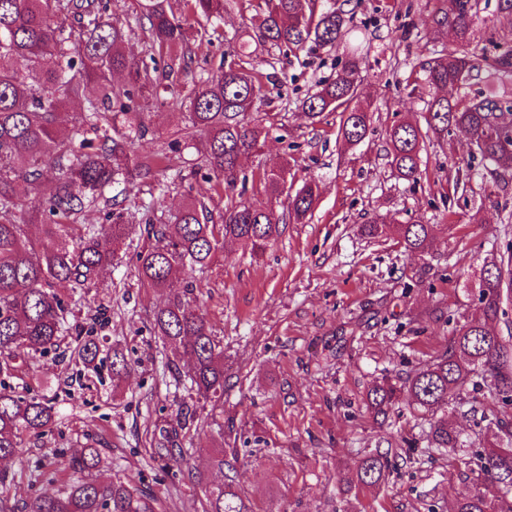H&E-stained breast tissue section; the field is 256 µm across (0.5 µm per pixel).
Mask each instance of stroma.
Wrapping results in <instances>:
<instances>
[{"mask_svg":"<svg viewBox=\"0 0 512 512\" xmlns=\"http://www.w3.org/2000/svg\"><path fill=\"white\" fill-rule=\"evenodd\" d=\"M336 4L351 30L335 46L297 58L257 49L268 76L260 111L269 134L261 151L241 160L234 188L197 174L174 181L166 194V216L196 199L219 217L227 200H264L260 174L283 164L293 188L311 183L318 194L311 216L284 224L262 254L228 242L194 274L226 366L223 402L197 403L195 421L180 438L184 464L153 453L155 428L179 416L187 383L169 371L170 352L153 329L152 313L168 295L137 280L136 254L148 241L135 231L122 258L104 270V288L69 300L73 325L88 322L98 306L108 309L98 333L99 374L75 382V363L50 352L35 355L10 380L20 393L36 385L58 411L51 432L27 437L23 454L0 464L16 497L30 486L42 491V483H30L31 472L92 441L106 459L99 481L120 477L147 487L165 512H204L206 484L223 480L211 466L218 450L234 462L236 482L257 512H448L470 489L459 463L429 448L428 422L407 400L387 428L366 413L363 399L383 374H406L445 352L448 318L474 313L485 258L512 244V168L491 176L477 162L466 177L456 167L468 157L466 141L451 136L426 141L417 183L396 179L385 156L386 131L399 120L424 121L425 96L411 86L423 78L421 63L452 45L447 29L434 24L445 2ZM253 14L251 0H230L223 43L195 45L197 56L212 69L233 61ZM353 51L364 76L356 103L369 107L372 120L365 139L350 146L338 133L339 113L312 121L301 102ZM136 105L151 127L132 149L140 160L165 151L183 118L147 92ZM376 214L431 225L428 253H410L395 238L367 239L362 226ZM116 343L134 367L117 390L108 366ZM403 439L415 442L414 459L399 462L385 485L345 488L344 477L366 454Z\"/></svg>","mask_w":512,"mask_h":512,"instance_id":"1","label":"stroma"}]
</instances>
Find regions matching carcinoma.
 <instances>
[{"mask_svg":"<svg viewBox=\"0 0 512 512\" xmlns=\"http://www.w3.org/2000/svg\"><path fill=\"white\" fill-rule=\"evenodd\" d=\"M228 0H185L189 13L205 21L200 39L218 34L214 24L224 18ZM487 0H446L444 17L455 47L431 59L426 82L438 89L462 88L484 79L487 91L453 100L434 96L426 102L427 129L398 122L387 133V157L392 173L408 182L421 176L424 138L462 134L473 143L471 160L504 161V143L512 142V96L497 92L495 83L512 82V38L496 45L492 55L472 47L474 26L481 20ZM259 13L257 41L260 45L290 52L303 51L313 43L332 46L346 24L342 10L329 5L316 9V0H264ZM106 0H0V378H7L36 353L57 345L72 329L68 301L60 289L88 291L99 287V271L112 264L131 231L129 214L118 195L106 196L110 188L124 193L137 183L157 187L160 169L175 167V155L183 153L198 137L205 148L191 172L207 170L235 186L242 157L258 150L267 135L259 119L263 74L245 67L253 55L248 41L236 51L239 62L229 67L219 63L220 74H195L198 62L189 44L186 19L175 15L169 0H136L133 20L114 21L107 14ZM69 21V26L55 20ZM142 40L150 60L166 57L163 67H149L129 59L123 47L130 39ZM116 73L126 74L122 84L112 82ZM190 78L186 93L175 101L184 114L180 138L168 151L142 160L131 157L134 142L146 138L150 127L143 113L131 107L134 93L150 89L155 97L167 91L173 76ZM362 81V59L349 56L336 76L304 98L301 107L314 120L325 112L341 111L339 133L350 143L361 142L369 131L371 115L352 105ZM84 108L72 114L63 111L71 101ZM52 179L55 189L45 196L42 184ZM271 197L286 195L287 213L278 215L262 204L224 205L222 223L202 203L190 201L172 220L162 215L164 201L141 213L139 223L152 243L136 254L138 281L149 288L167 290L168 302L156 309L153 326L162 336L172 358L168 368L180 371L177 360L186 356L184 377L188 393L204 400L224 399V346L202 313L194 280L178 282L179 269H203L226 241H238L254 254L265 251L279 235L286 218H305L316 201L312 185L286 191V167L265 169L259 177ZM107 208L106 223L78 226L82 213L99 204ZM42 223V234L31 239L28 223ZM374 237H396L410 252L424 253L430 246L431 227L420 220L388 224L374 216L366 227ZM512 301V249L492 256L480 272L477 311L455 326L448 350L419 364L404 378L387 375L367 392L364 403L373 419L389 418L400 397L429 417V447L458 457L476 488L458 498L453 512H512V487L502 482L512 478V423L491 418L484 402L512 405V328L502 335L498 325ZM76 335L72 352L84 369H98L100 347L92 336ZM112 387H121L128 373L122 350L112 348ZM470 397H462L463 392ZM467 406L483 425V446L465 444L448 420L450 405ZM57 411L44 397H24L0 381V459L19 454L25 437L41 436L56 424ZM195 413H180L163 428L161 456H174L171 439L189 428ZM412 444L403 453L375 451L366 455L349 486H375L387 479L397 458L411 459ZM103 463L101 449L89 444L68 462L40 473L55 492L27 497L22 510L0 497V512H162V505L144 489L120 478L100 483L92 472ZM218 471H228L224 482L208 490L206 512H252L250 504L229 472L224 453L213 457ZM71 470L77 476L59 481ZM491 483L498 494L488 497L480 486Z\"/></svg>","mask_w":512,"mask_h":512,"instance_id":"1","label":"carcinoma"}]
</instances>
